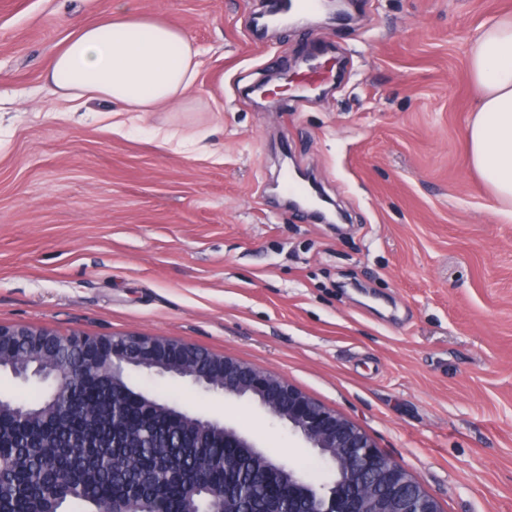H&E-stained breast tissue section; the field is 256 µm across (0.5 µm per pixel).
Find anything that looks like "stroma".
<instances>
[{
	"instance_id": "stroma-1",
	"label": "stroma",
	"mask_w": 512,
	"mask_h": 512,
	"mask_svg": "<svg viewBox=\"0 0 512 512\" xmlns=\"http://www.w3.org/2000/svg\"><path fill=\"white\" fill-rule=\"evenodd\" d=\"M118 1L0 0V324L164 336L260 368L354 421L441 512H512V219L466 145L471 41L512 0H359L350 24L267 35L253 18L272 0H122L201 52L190 111L132 129L44 79ZM315 42L341 76L299 100L293 63ZM291 167L347 223L277 204ZM130 382L333 477L247 399Z\"/></svg>"
}]
</instances>
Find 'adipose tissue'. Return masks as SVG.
Segmentation results:
<instances>
[{"mask_svg": "<svg viewBox=\"0 0 512 512\" xmlns=\"http://www.w3.org/2000/svg\"><path fill=\"white\" fill-rule=\"evenodd\" d=\"M199 50L164 21L117 8L81 26L55 53L46 80L66 102L120 104L116 127L145 112H185ZM469 73L482 94L467 133L474 168L494 197L512 202V17L479 28Z\"/></svg>", "mask_w": 512, "mask_h": 512, "instance_id": "obj_1", "label": "adipose tissue"}]
</instances>
